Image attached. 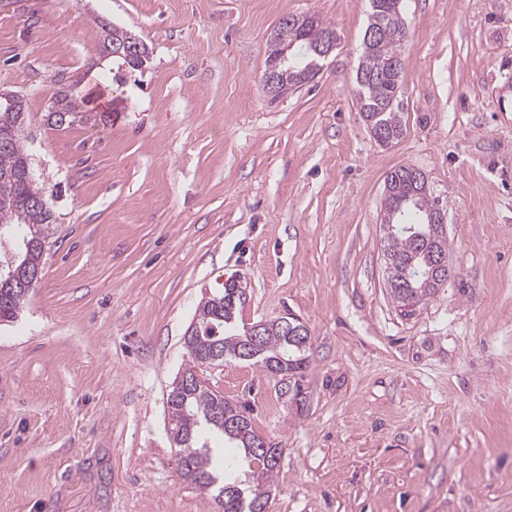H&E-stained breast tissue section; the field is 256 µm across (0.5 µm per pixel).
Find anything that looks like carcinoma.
<instances>
[{
  "label": "carcinoma",
  "mask_w": 512,
  "mask_h": 512,
  "mask_svg": "<svg viewBox=\"0 0 512 512\" xmlns=\"http://www.w3.org/2000/svg\"><path fill=\"white\" fill-rule=\"evenodd\" d=\"M369 4L367 28L383 31L385 41L362 42L356 95L367 129L381 132L391 144L404 133L398 101L405 63L404 16L400 0H369ZM290 19V23H279L267 60L278 58L287 47L294 49L288 53L284 70L297 85L315 58L313 49L332 25L314 14ZM126 43L139 45L141 55L149 56L147 45L126 29L103 27V54L109 57L115 47ZM82 109L75 85L65 83L50 116L63 123ZM25 114L22 99L10 106L0 102V134L8 136L7 142L0 141V233L6 231L18 242L13 270H22L23 277L41 272L43 244L53 224L44 184L24 177L29 161L23 136ZM410 171L408 166H399L387 175L381 224L388 290L406 315L447 285L448 278L435 265L449 257L447 228L430 221L439 210L438 201L423 190L425 180L412 177ZM29 293L30 289L10 286L0 276V323L18 317ZM246 300V289L234 282L201 299L190 324L192 332L183 337L189 358L183 374L191 382L171 387L167 396L172 442L179 448L178 470L200 490L216 491L219 512H256L255 504L269 501L280 465V459H269L258 450L262 437L254 430L248 408L211 389L197 372L202 366L242 359L246 328L238 323L237 312ZM263 332L264 342L253 363L289 377L307 367L305 353L310 346L291 341L281 319L267 321Z\"/></svg>",
  "instance_id": "cac0c4a2"
}]
</instances>
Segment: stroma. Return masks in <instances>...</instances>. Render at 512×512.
Masks as SVG:
<instances>
[{
  "instance_id": "obj_1",
  "label": "stroma",
  "mask_w": 512,
  "mask_h": 512,
  "mask_svg": "<svg viewBox=\"0 0 512 512\" xmlns=\"http://www.w3.org/2000/svg\"><path fill=\"white\" fill-rule=\"evenodd\" d=\"M403 136L379 145L355 72L368 0H0V91L24 95L55 213L41 279L0 326V512H218L185 481L167 394L202 296L311 332L300 396L202 368L282 448L269 512H512V0H403ZM338 44L272 97L289 15ZM147 43L109 121L99 21ZM422 171L456 274L414 315L386 284L384 181ZM63 83L55 98L50 116L55 123H63L83 111L82 98L76 93V84Z\"/></svg>"
}]
</instances>
